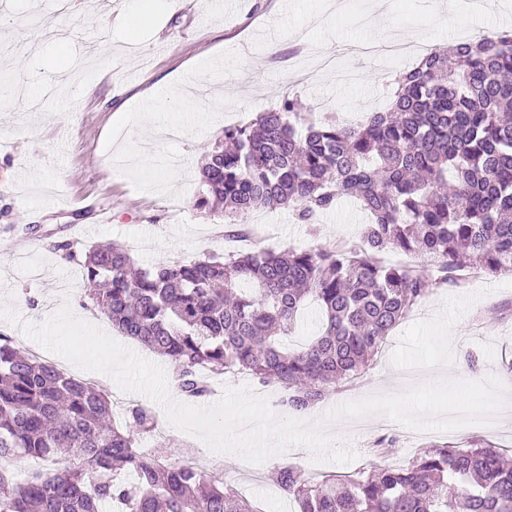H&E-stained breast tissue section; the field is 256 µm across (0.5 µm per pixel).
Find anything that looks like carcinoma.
<instances>
[{
  "label": "carcinoma",
  "instance_id": "obj_1",
  "mask_svg": "<svg viewBox=\"0 0 512 512\" xmlns=\"http://www.w3.org/2000/svg\"><path fill=\"white\" fill-rule=\"evenodd\" d=\"M391 102L357 126L305 118L283 97L247 125L227 127L199 169L198 209L224 206L244 224L256 210L286 205L299 224L342 197L371 216L361 245L280 253L251 250L138 268L114 242L78 260L85 295L119 332L178 368L188 399L209 393L200 378L247 374L285 392L281 405L308 410L368 367L390 331L436 285L467 273L512 272V30L434 48L395 78ZM387 249L419 253L425 269L384 264ZM324 330L288 347L304 305ZM122 429L100 388L23 353L0 336V456L76 460L18 482L0 469V512H256L232 487L193 466L165 462L168 448L142 447L150 412L132 407ZM130 471L134 486L114 476ZM98 477L90 487L88 475ZM271 480L300 512H512V461L484 443L436 445L400 469L343 481H313L281 466Z\"/></svg>",
  "mask_w": 512,
  "mask_h": 512
}]
</instances>
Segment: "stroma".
I'll use <instances>...</instances> for the list:
<instances>
[{
  "label": "stroma",
  "mask_w": 512,
  "mask_h": 512,
  "mask_svg": "<svg viewBox=\"0 0 512 512\" xmlns=\"http://www.w3.org/2000/svg\"><path fill=\"white\" fill-rule=\"evenodd\" d=\"M135 0H0V308L39 323L50 307L70 303L76 319L104 331L112 325L84 296L74 250L115 242L142 266L211 253L244 241L220 212L195 209L199 167L225 128L249 123L284 95L300 96L312 118L338 113L356 122L383 110L390 96L381 71L396 74L410 58L368 59L364 43L420 40L451 45L512 29V0H159L153 22L129 37ZM335 69H315L318 57ZM168 95L202 86L197 112L162 105ZM140 109L123 111L129 100ZM179 156L176 168L137 161L139 145ZM366 213L341 200L316 223L299 224L288 208L255 211L248 226L272 252L359 243ZM128 405L151 410L174 465L206 466L214 453L172 426L163 408L130 393ZM512 273L437 284L396 327L358 378L339 384L297 419L328 426L359 454L350 464L313 463L293 448L261 471L292 465L305 474L358 476L397 466L430 443L467 446L481 440L512 453Z\"/></svg>",
  "instance_id": "35a3bbf8"
}]
</instances>
